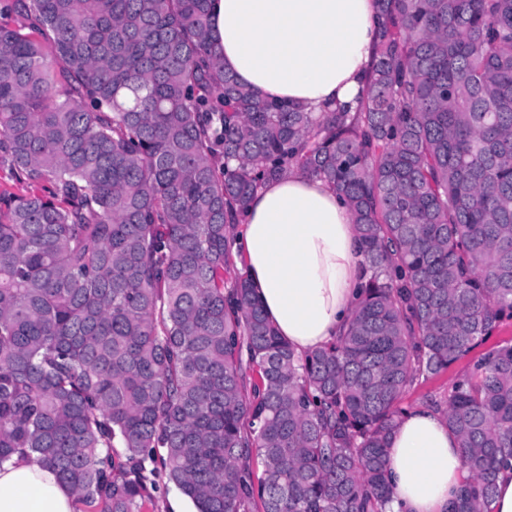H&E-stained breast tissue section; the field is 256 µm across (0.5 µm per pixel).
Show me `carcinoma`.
<instances>
[{
	"instance_id": "obj_1",
	"label": "carcinoma",
	"mask_w": 512,
	"mask_h": 512,
	"mask_svg": "<svg viewBox=\"0 0 512 512\" xmlns=\"http://www.w3.org/2000/svg\"><path fill=\"white\" fill-rule=\"evenodd\" d=\"M356 106L316 118L224 71L210 0H5L0 463L75 512H386L403 396L512 319V0H375ZM236 165L229 166L230 162ZM347 202L363 265L336 342L295 355L234 269L255 191L290 172ZM490 512L512 468V345L441 410Z\"/></svg>"
}]
</instances>
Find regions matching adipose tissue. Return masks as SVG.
I'll return each mask as SVG.
<instances>
[{
  "label": "adipose tissue",
  "instance_id": "obj_1",
  "mask_svg": "<svg viewBox=\"0 0 512 512\" xmlns=\"http://www.w3.org/2000/svg\"><path fill=\"white\" fill-rule=\"evenodd\" d=\"M211 39L225 71L268 99L310 112L353 101L375 41L374 0H211ZM234 251L266 319L296 355L335 341L349 324L366 272L346 203L300 173L265 183ZM440 412L405 410L386 444L387 512H452L466 478ZM0 512H74V496L39 465H0Z\"/></svg>",
  "mask_w": 512,
  "mask_h": 512
}]
</instances>
